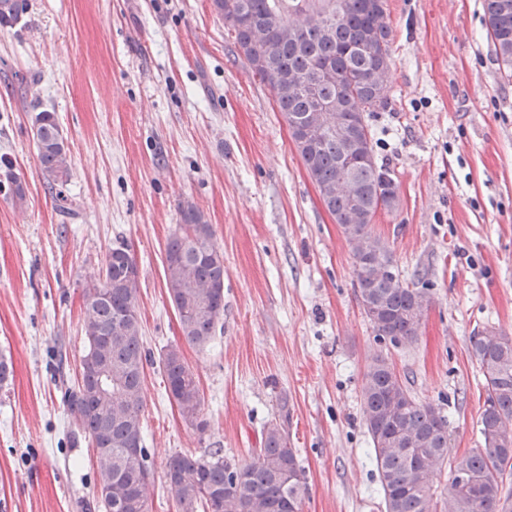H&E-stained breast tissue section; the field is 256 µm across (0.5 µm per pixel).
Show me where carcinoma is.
<instances>
[{"label": "carcinoma", "mask_w": 512, "mask_h": 512, "mask_svg": "<svg viewBox=\"0 0 512 512\" xmlns=\"http://www.w3.org/2000/svg\"><path fill=\"white\" fill-rule=\"evenodd\" d=\"M214 12L235 35V45L253 75L267 84L291 130V139L327 211L350 244L357 300L375 341L411 346L430 299L424 288L403 281L392 251L374 235L381 211L393 212L399 198L391 168L378 161L369 125L361 148L326 130L315 99L334 104L330 123H360L385 112L392 67L387 0H211ZM28 0H0V27L14 26ZM487 34L506 78L512 77V0H484ZM319 74L314 93L300 84ZM41 171L63 211H74L65 195L71 176L66 137L56 115L42 111L34 133ZM0 193L20 204L23 182L3 160ZM166 288L181 335L204 348L224 316V255L202 212L187 201L165 250ZM140 271L129 247L105 254L99 278L84 288L86 349L80 378L66 391L73 420L71 439L88 441L99 462L96 500L104 510L148 512L153 471L143 445L144 367L147 355L136 304ZM470 351L484 376L485 398L478 424L483 447L450 455L448 417L442 404L416 398L377 351L361 380L362 421L370 438L384 512H506L504 478L512 468V337L484 327L470 337ZM160 364L170 398L184 420L203 432V398L195 374L176 346ZM288 402L269 420L263 445L244 463L220 448L200 455L175 454L166 483L178 512H301L308 493L305 469L289 446L284 419ZM449 465L437 490L435 467Z\"/></svg>", "instance_id": "carcinoma-1"}]
</instances>
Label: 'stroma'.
<instances>
[{
    "instance_id": "obj_1",
    "label": "stroma",
    "mask_w": 512,
    "mask_h": 512,
    "mask_svg": "<svg viewBox=\"0 0 512 512\" xmlns=\"http://www.w3.org/2000/svg\"><path fill=\"white\" fill-rule=\"evenodd\" d=\"M390 106L368 119L400 205L373 231L431 305L417 342L377 345L356 299L352 250L322 204L269 88L211 0H29L0 27V155L26 192L0 193V512H90L98 463L72 443L63 403L86 340L83 290L117 242L134 254L145 366L149 512H178L168 459L222 449L243 462L288 402L306 472L303 512H381L360 387L384 350L421 400H446L449 446L482 447L483 375L469 338L512 336V80L483 0H387ZM56 114L72 160L61 213L33 138ZM194 203L224 254V317L187 344L165 287L168 238ZM179 347L208 426L188 425L159 358Z\"/></svg>"
}]
</instances>
